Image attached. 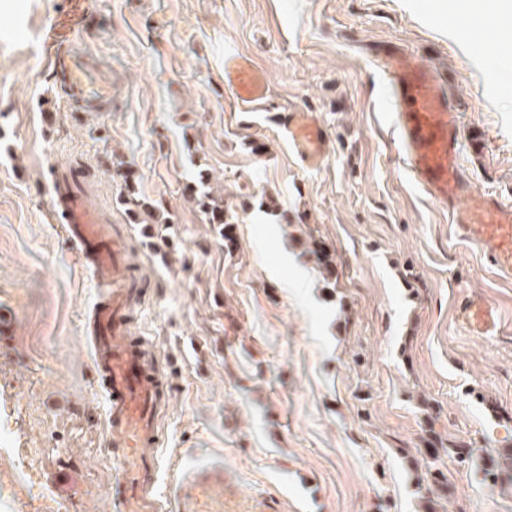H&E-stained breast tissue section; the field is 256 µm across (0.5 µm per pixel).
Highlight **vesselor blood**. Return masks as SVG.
<instances>
[{
    "label": "vessel or blood",
    "instance_id": "vessel-or-blood-1",
    "mask_svg": "<svg viewBox=\"0 0 512 512\" xmlns=\"http://www.w3.org/2000/svg\"><path fill=\"white\" fill-rule=\"evenodd\" d=\"M52 66L63 73L72 94L97 104L111 99V87H94L88 81L96 68L93 57L80 52L66 55L57 49ZM378 68L400 104L397 125L405 165L427 194L448 210L455 236L478 245L497 278L511 283L512 203L496 194H472L462 161L457 109L431 72L405 66L398 54L381 56ZM224 84L245 106L263 104L268 97L265 74L237 52L224 55ZM280 122L300 160L319 167L326 155V132L316 115L289 109ZM53 217L61 222L80 259L89 264L95 286L108 290L107 301L96 312L91 352L106 400L108 443L125 451L121 512H164L155 451L170 386L148 354L144 337L131 329L134 288L120 261L123 247L78 194H70L65 208L54 211ZM458 318L475 336H496L501 331L499 309L484 302H462ZM174 499L176 512H277L273 497L242 496L218 461L177 470Z\"/></svg>",
    "mask_w": 512,
    "mask_h": 512
}]
</instances>
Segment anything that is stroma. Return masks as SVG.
Returning a JSON list of instances; mask_svg holds the SVG:
<instances>
[{
  "label": "stroma",
  "mask_w": 512,
  "mask_h": 512,
  "mask_svg": "<svg viewBox=\"0 0 512 512\" xmlns=\"http://www.w3.org/2000/svg\"><path fill=\"white\" fill-rule=\"evenodd\" d=\"M469 0H0V512H120L88 336L103 295L51 217L57 179L120 234L143 300L132 328L171 381L157 450L171 474L221 460L282 512H512V481L450 451L512 450V283L454 236L400 160L376 58L430 70L461 114L478 193L512 199V40ZM97 58L106 112H81L48 42ZM269 98L240 111L224 54ZM310 110L329 151L306 169L276 118ZM223 199L225 224L197 201ZM332 256L324 273L309 252ZM469 298L500 335L457 318ZM443 475L414 480L424 439ZM458 319L475 336H497L502 327L499 309L475 300L462 302Z\"/></svg>",
  "instance_id": "stroma-1"
}]
</instances>
